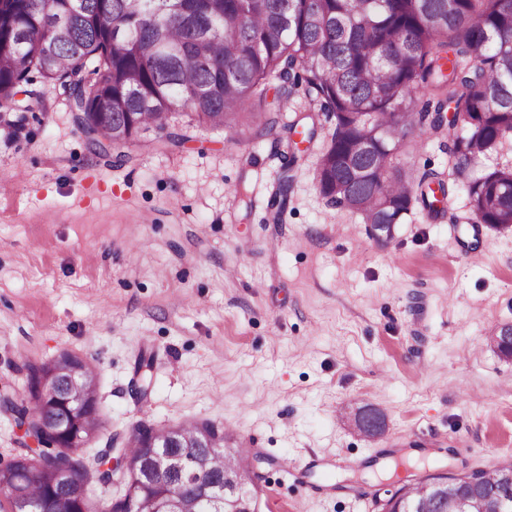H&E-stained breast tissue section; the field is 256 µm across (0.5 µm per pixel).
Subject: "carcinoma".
<instances>
[{
  "label": "carcinoma",
  "mask_w": 512,
  "mask_h": 512,
  "mask_svg": "<svg viewBox=\"0 0 512 512\" xmlns=\"http://www.w3.org/2000/svg\"><path fill=\"white\" fill-rule=\"evenodd\" d=\"M299 67L306 91L336 119L315 173L328 203L390 227L418 201L433 207L421 187L445 182L433 172L415 177L395 163V150L401 142L415 149L448 126L453 169L472 172L474 219L512 224V161L478 171L512 141V0H0V102L14 101L36 73L63 87L75 123L98 144L129 143L176 112L213 129L246 115L261 135L277 123L263 111L266 80L295 85ZM420 94L434 104L433 116L415 112ZM447 107L461 116V130L445 122ZM51 363L64 386L56 396L36 392L44 362L29 366L26 400L0 395V411L38 444L0 472L11 489L9 512L19 499L50 512L57 496L91 512L90 479L107 477L98 462L73 457V444L100 424L97 373L69 353ZM70 399L84 412L71 414ZM56 420L65 431L45 434ZM201 427L212 424L180 426L187 447L167 448L166 437L139 424L125 448L137 473L102 512H151L158 497L180 500L182 512H222L220 503H195L196 489L235 472L249 452L190 447ZM151 440L191 458L194 476L155 473ZM53 471L67 474L54 490L36 477ZM502 472L459 474L460 491L512 500ZM447 482L448 474L434 473L403 485L382 512H456L435 489Z\"/></svg>",
  "instance_id": "carcinoma-1"
}]
</instances>
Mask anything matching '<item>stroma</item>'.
I'll return each instance as SVG.
<instances>
[{"instance_id": "stroma-1", "label": "stroma", "mask_w": 512, "mask_h": 512, "mask_svg": "<svg viewBox=\"0 0 512 512\" xmlns=\"http://www.w3.org/2000/svg\"><path fill=\"white\" fill-rule=\"evenodd\" d=\"M33 87L0 105V394L24 398L29 365L62 353L89 362L101 428L77 457L207 421L261 456V512H381L425 474L512 462V359L486 341L512 326V226L472 221L447 138L397 155L443 174L438 214L380 243L319 192L335 122L304 86L269 81L265 136L177 115L107 156L62 88ZM300 118L315 135L292 149Z\"/></svg>"}]
</instances>
